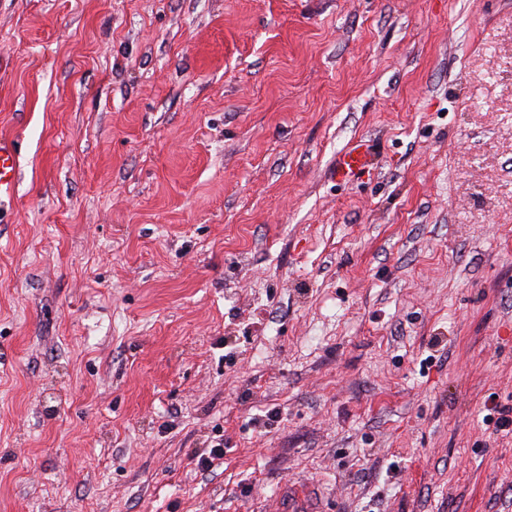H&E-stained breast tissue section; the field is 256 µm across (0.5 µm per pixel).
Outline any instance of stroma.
<instances>
[{
	"instance_id": "obj_1",
	"label": "stroma",
	"mask_w": 512,
	"mask_h": 512,
	"mask_svg": "<svg viewBox=\"0 0 512 512\" xmlns=\"http://www.w3.org/2000/svg\"><path fill=\"white\" fill-rule=\"evenodd\" d=\"M1 136L0 512H512V0H0ZM16 170V152L5 138L0 139V197L11 194ZM374 157L371 140L357 139L336 155L331 168V177L340 184L357 182L370 169ZM485 409L488 412L485 415L484 420L489 423L493 419L492 414H497L498 417L494 423L495 432L497 434L502 433V437L511 435L512 433V406L509 404H501L495 402L494 400L491 402V406H488L485 403ZM307 493L300 486L286 485L281 493V511L283 512H318L310 507Z\"/></svg>"
}]
</instances>
